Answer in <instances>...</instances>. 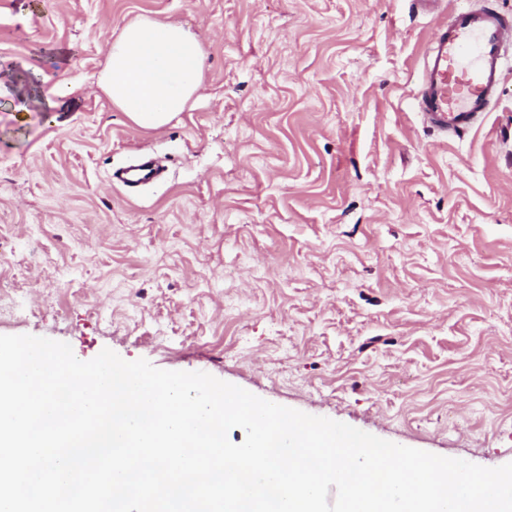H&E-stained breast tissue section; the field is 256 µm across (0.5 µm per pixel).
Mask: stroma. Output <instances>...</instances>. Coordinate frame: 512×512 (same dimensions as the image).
<instances>
[{"label":"stroma","mask_w":512,"mask_h":512,"mask_svg":"<svg viewBox=\"0 0 512 512\" xmlns=\"http://www.w3.org/2000/svg\"><path fill=\"white\" fill-rule=\"evenodd\" d=\"M512 0H0V335L206 372L484 467L512 463V68L455 136L415 108L453 8ZM205 52L192 108L98 86L140 17ZM66 56H58L56 47ZM73 86L45 111L55 82ZM144 157L166 170L112 178Z\"/></svg>","instance_id":"35a3bbf8"}]
</instances>
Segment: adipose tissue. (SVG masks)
Masks as SVG:
<instances>
[{
  "mask_svg": "<svg viewBox=\"0 0 512 512\" xmlns=\"http://www.w3.org/2000/svg\"><path fill=\"white\" fill-rule=\"evenodd\" d=\"M204 59L201 43L183 27L136 20L111 43L101 87L133 123L157 129L201 89Z\"/></svg>",
  "mask_w": 512,
  "mask_h": 512,
  "instance_id": "adipose-tissue-1",
  "label": "adipose tissue"
}]
</instances>
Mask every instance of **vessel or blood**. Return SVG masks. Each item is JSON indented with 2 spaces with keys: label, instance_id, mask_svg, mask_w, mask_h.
Wrapping results in <instances>:
<instances>
[{
  "label": "vessel or blood",
  "instance_id": "vessel-or-blood-1",
  "mask_svg": "<svg viewBox=\"0 0 512 512\" xmlns=\"http://www.w3.org/2000/svg\"><path fill=\"white\" fill-rule=\"evenodd\" d=\"M509 41L511 13L494 7L453 11L434 31L421 68L417 110L423 118L451 134L481 123L500 93Z\"/></svg>",
  "mask_w": 512,
  "mask_h": 512
}]
</instances>
